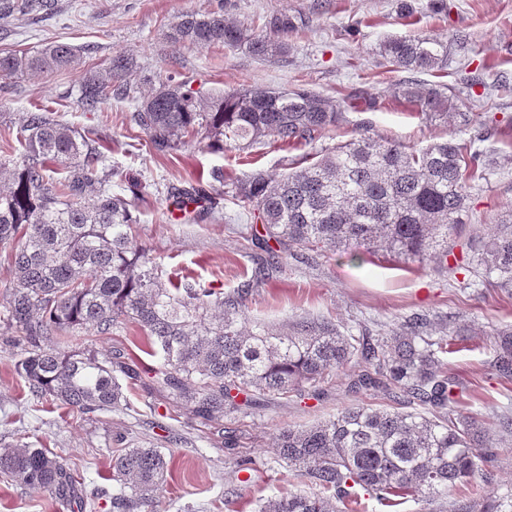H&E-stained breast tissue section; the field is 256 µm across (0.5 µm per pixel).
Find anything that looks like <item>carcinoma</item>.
<instances>
[{
    "mask_svg": "<svg viewBox=\"0 0 512 512\" xmlns=\"http://www.w3.org/2000/svg\"><path fill=\"white\" fill-rule=\"evenodd\" d=\"M55 0H0V21L43 17ZM176 45L245 47L259 59L283 56L288 43L224 20L223 7L187 12L173 28ZM77 49L55 42L34 52H0V80L66 69ZM382 56L406 70L442 69L448 42L434 37L393 38ZM133 59H112L79 91L86 108L130 94ZM401 97L430 118L448 112L449 97L407 83ZM157 149L185 138L224 150H245L271 138L311 141L336 129L339 106L307 89L256 87L202 93L168 80L154 88L133 115ZM91 130L64 125L48 110L27 114L18 141L21 161L0 183V245L11 247L13 286L0 298L4 320L22 332L13 370L36 396L82 414L124 409L120 378L132 385L138 366L122 350L99 354L72 349L76 330L99 335L131 322L147 353L153 388L185 404L205 423H219L239 404L268 395L301 392L341 372L348 390L381 391L404 410L346 406L304 427L284 426L274 436L280 460L313 489L262 499L258 512H358V490L396 506L408 498L433 502L448 492L486 482L496 449L512 445V417L494 431L460 406L457 381L441 355L451 335L431 336L425 316L401 322L387 336L347 334L328 320L303 318L287 330L253 324L243 310L244 282L226 296L184 283L169 288L150 249L133 235L131 202L112 192V170ZM483 165L452 139L408 149L361 136L336 145L316 162L278 178L255 174L237 197L252 204L265 237L283 250L342 248L354 259L382 250L448 268V238L457 234L468 199L464 172ZM99 184L94 203L79 201ZM476 266L512 288V210L470 241ZM491 370L512 381V328L493 337ZM417 405L422 411H410ZM167 461L158 448H118L112 458L114 512H145L159 497ZM0 474L60 496L76 479L67 459L42 448H0ZM451 512H512V487L477 493Z\"/></svg>",
    "mask_w": 512,
    "mask_h": 512,
    "instance_id": "cac0c4a2",
    "label": "carcinoma"
}]
</instances>
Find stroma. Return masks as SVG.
Returning <instances> with one entry per match:
<instances>
[{
    "label": "stroma",
    "mask_w": 512,
    "mask_h": 512,
    "mask_svg": "<svg viewBox=\"0 0 512 512\" xmlns=\"http://www.w3.org/2000/svg\"><path fill=\"white\" fill-rule=\"evenodd\" d=\"M219 5L230 21L278 34L288 43L287 55L259 60L242 48L172 47L169 35L183 13ZM59 8L45 20L22 18L0 28V51L32 53L54 41L77 49L64 71L0 85V131L18 130L37 104L52 109L60 123L96 131L112 190L133 194L136 238L156 257L163 279L195 281L227 295L253 281L246 315L282 328L313 316L352 334L366 329L383 336L413 314L428 315L460 333L444 361L468 411L492 425L512 416V381L490 370L491 338L512 326V290L479 271L436 270L386 253L354 260L336 249L294 248L273 260L251 238L252 206L236 196L256 172L280 176L363 134L417 149L452 137L494 161L468 182L463 223L451 239L455 256L465 255L474 226L494 222L512 206V0H59ZM420 36L447 40V67L407 71L381 57L385 41ZM120 55L137 61L129 98L84 109L76 99L79 87ZM169 75L202 92L309 89L342 105L344 120L311 143L215 152L192 141L160 151L132 115L141 97ZM411 82L445 92L453 112L426 120L420 106L399 95ZM463 112L471 113V125L462 124ZM174 187L221 190L217 213L202 221L175 218ZM73 345L103 353L120 348L138 361L141 380L126 392L127 410L93 418L37 401L12 368L17 347L0 323V448L28 443L61 455L86 489L100 494L87 505H69L49 490L0 476V512H112L109 443L119 435L130 445L152 443L166 457L164 491L152 512H255L258 499L308 490L274 454L280 427L316 423L345 405L386 404L331 382L322 383L318 400L269 396L259 407L225 415L237 437L230 455L216 447L212 427L152 389L149 372L158 359L143 351L135 325H116L104 336L81 331Z\"/></svg>",
    "instance_id": "1"
}]
</instances>
